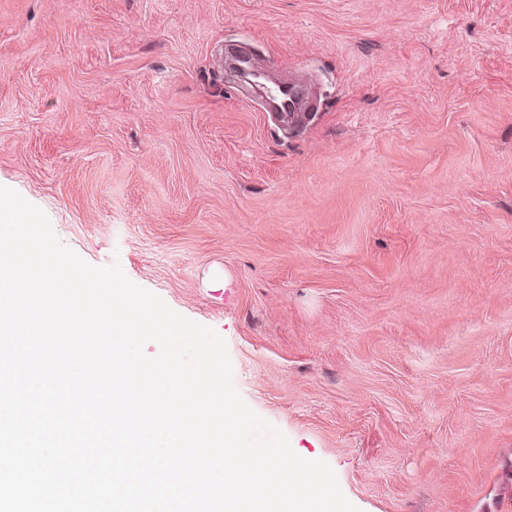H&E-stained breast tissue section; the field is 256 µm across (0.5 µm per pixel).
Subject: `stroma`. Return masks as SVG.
I'll use <instances>...</instances> for the list:
<instances>
[{"label":"stroma","instance_id":"stroma-1","mask_svg":"<svg viewBox=\"0 0 512 512\" xmlns=\"http://www.w3.org/2000/svg\"><path fill=\"white\" fill-rule=\"evenodd\" d=\"M0 186L359 512H512V0H0Z\"/></svg>","mask_w":512,"mask_h":512}]
</instances>
